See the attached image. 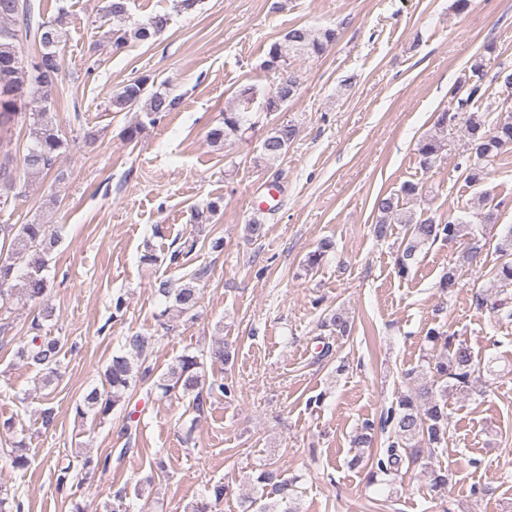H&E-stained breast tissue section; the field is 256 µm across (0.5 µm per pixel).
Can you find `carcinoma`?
<instances>
[{
    "label": "carcinoma",
    "mask_w": 512,
    "mask_h": 512,
    "mask_svg": "<svg viewBox=\"0 0 512 512\" xmlns=\"http://www.w3.org/2000/svg\"><path fill=\"white\" fill-rule=\"evenodd\" d=\"M103 18L109 25V39L113 46L122 48L132 42L145 43L162 31L170 21L166 14L157 13L145 24L130 22L128 0H103ZM337 39L332 28L294 26L282 40L270 45L264 67L276 59L287 62L293 56L319 57ZM31 40L40 46L27 60L20 55V42ZM62 32L55 21L44 20L36 14L31 0H0V131L22 123L29 124L30 142L22 155V165L27 173L42 174L52 170L68 149L53 121L50 104L57 90L62 73V61L58 51ZM511 76L512 69L502 66L486 79L482 62L476 60L455 83L451 90L450 107L436 116L433 131L424 135L417 144V155L422 168L429 170L436 163L445 141L448 128L453 126L460 112L469 116L465 124V136L469 155L465 160V180L473 185L481 183L488 168L501 155L512 148V115L495 122H487L486 116L471 111L494 84L512 95V87L503 82ZM297 91L296 81L288 79L266 97L267 113L277 112L284 105L283 99L293 98ZM255 94L254 88L244 86L237 91L234 108L224 110L219 124L208 131V139L222 145L231 138H241L251 129L249 105ZM179 98L171 95L164 85L154 84L149 74L141 75L125 84L116 92L110 106L118 112L138 109L148 122L156 123L158 116L173 111ZM297 128L281 124L271 129L264 139L258 162L274 168L284 158L295 140ZM421 198L418 184L406 181L399 191L376 199L378 211L373 234L379 239L389 235L393 224L405 227V235L397 246L395 267L401 277L411 272L418 255L429 244L439 240L453 241L469 237L468 247L461 252L457 263L448 267L440 279L439 288L452 291L458 285V268L472 261L480 249L479 239L469 228V223L448 217H425L411 207ZM222 198L207 202L194 210L193 220L198 225L210 224L221 209ZM60 243L58 232L49 224H0V304L5 306L13 298V281L21 280V295L25 300L41 307L39 316L31 322L35 335L17 350V356L27 365L37 367L42 373L45 386L56 380L61 340L41 334L42 322L52 317L49 306L50 281L46 275L49 256ZM198 240H185L169 254V264L177 267L191 260ZM332 248L328 241L320 243L309 253L304 266L311 270L321 265ZM502 261L494 270L493 281L500 288L512 287V231L501 238L498 248ZM208 269H195L189 281L181 284L171 279L155 283V293L165 303L157 315L161 325L171 319L194 315L200 303L196 283L202 281ZM350 321L348 312L338 307L329 311L322 326L345 333ZM426 339L433 344V351L425 357L427 376L397 399V407L389 408L378 422L369 421L362 426L352 443L356 448H368L375 433L391 430L393 440L387 447L366 458L356 454L351 466L365 464L370 467L371 478L382 476L389 482L402 477V470H410L423 457L432 453L448 440V389L469 382L475 372L476 362L471 347L463 340L447 332L431 328ZM151 337L133 334L125 337L124 352L112 356L103 372L102 388L85 393L75 405V415L84 420L88 417L101 420L126 405V394L131 385L149 378L150 367L145 365ZM152 389L161 397L190 398L191 408L201 413L207 401L216 397H230L233 386L222 378H208L204 354L186 352L178 357L166 373L162 374ZM261 494L247 498L244 512H295L292 508L297 497V479L288 478L273 464H265L254 479Z\"/></svg>",
    "instance_id": "carcinoma-1"
}]
</instances>
